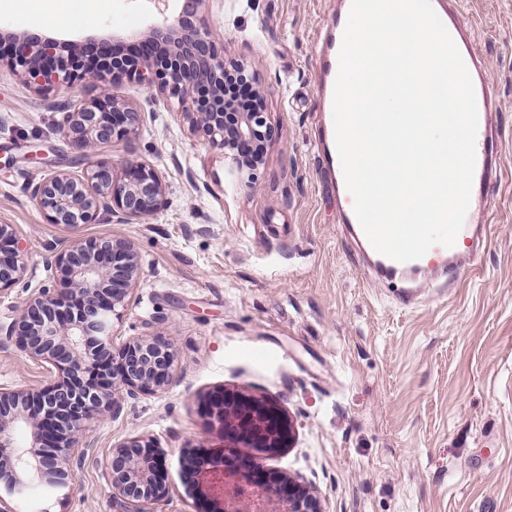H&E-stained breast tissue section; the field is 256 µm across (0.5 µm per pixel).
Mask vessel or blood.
<instances>
[{"mask_svg":"<svg viewBox=\"0 0 512 512\" xmlns=\"http://www.w3.org/2000/svg\"><path fill=\"white\" fill-rule=\"evenodd\" d=\"M347 18V13L343 12L332 23L326 42V51L321 61L325 92L329 95L334 92L339 67V52ZM450 35L467 65L475 87L478 133L473 185L480 188L481 194L476 200L471 201L464 225L452 247L433 246L422 258L405 263L395 261L377 252L372 253L371 258L375 268L381 274L394 279L412 272L450 270L463 262L474 261L476 258L474 240L478 233L484 230L488 222L489 192L497 185L502 176L500 163L502 141L499 131L492 122L491 114L493 89L480 64L478 47L474 40L463 34L461 27H453ZM339 202L345 223L350 224L362 247H369L370 242L355 215L353 197L350 192H342Z\"/></svg>","mask_w":512,"mask_h":512,"instance_id":"vessel-or-blood-1","label":"vessel or blood"}]
</instances>
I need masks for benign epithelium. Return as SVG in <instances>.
Listing matches in <instances>:
<instances>
[{"label": "benign epithelium", "mask_w": 512, "mask_h": 512, "mask_svg": "<svg viewBox=\"0 0 512 512\" xmlns=\"http://www.w3.org/2000/svg\"><path fill=\"white\" fill-rule=\"evenodd\" d=\"M86 46L98 48L94 59L50 37H12L0 40V63L40 92L77 80L155 86L161 97L177 99L190 131L224 151L232 173L255 187L278 130L267 119L254 69L224 57L223 38L198 10L153 27L119 56L99 41ZM143 121L144 113L105 94L66 113L64 127L73 147L88 156L137 134ZM30 197L47 223L75 229L96 223L103 213L153 216L166 204V185L142 161H127L121 178L109 164L97 162L78 177L63 170L51 173L30 185ZM51 265L60 287L32 291L5 329L28 358L50 365L57 379L38 391L0 386V512H15L13 498L35 481L72 489L71 465L90 455L83 438L91 422L118 417L127 398L164 389L175 368L174 346L163 336L132 337L115 346V322L129 306L142 270L131 241L76 238L54 253ZM26 266L16 227L0 224V292L20 283ZM212 400L228 448H254L271 456L295 437L291 416L270 400L227 390ZM17 426L31 432L22 449L11 444ZM162 460L160 447L139 436L114 446L108 475L112 499L123 512H157L166 501ZM183 470L193 490L212 499L214 512H227V502L237 499L242 484L261 489L273 505L260 512H323L310 484L265 468L252 456L223 465L188 455Z\"/></svg>", "instance_id": "7a95c632"}]
</instances>
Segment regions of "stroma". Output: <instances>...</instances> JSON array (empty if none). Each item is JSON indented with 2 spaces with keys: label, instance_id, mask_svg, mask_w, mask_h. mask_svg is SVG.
<instances>
[{
  "label": "stroma",
  "instance_id": "1",
  "mask_svg": "<svg viewBox=\"0 0 512 512\" xmlns=\"http://www.w3.org/2000/svg\"><path fill=\"white\" fill-rule=\"evenodd\" d=\"M340 0H204L206 25L227 58L254 67L269 146L249 189L222 151L190 134L176 100L137 83L113 97L144 112L138 133L100 147L121 174L127 159L154 166L166 205L154 216L104 217L81 235L133 242L142 275L124 313L123 337L171 340L176 369L161 392L126 399L120 416L85 435L95 462L74 466L73 493L33 484L18 512H118L105 463L140 435L165 454L170 488L160 512H209L183 482L182 453L218 454L224 424L209 393L238 390L292 416L293 446L264 459L302 476L324 512H512V0H465L492 83L503 176L491 199L488 244L449 276L379 277L345 229L336 176L319 154L325 118L320 34ZM181 0H0V35L37 33L117 46L145 38ZM85 17L69 22L71 13ZM99 94L75 82L40 93L0 65V224L16 225L27 251L22 281L0 294V323L29 293L54 284L51 251L74 233L46 223L28 187L89 164L64 136V106ZM49 365L0 341V385L40 390Z\"/></svg>",
  "mask_w": 512,
  "mask_h": 512
}]
</instances>
